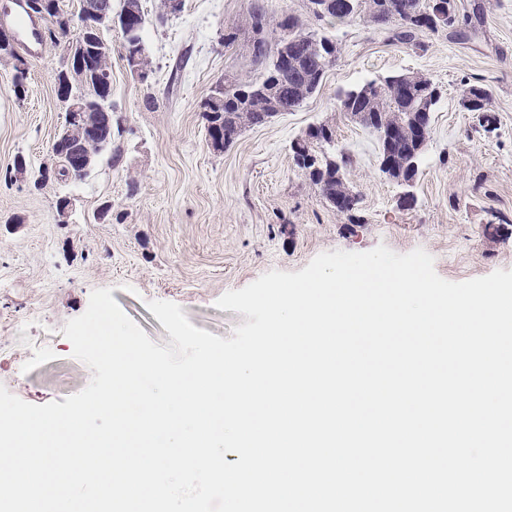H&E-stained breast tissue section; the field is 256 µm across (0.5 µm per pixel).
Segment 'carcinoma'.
Masks as SVG:
<instances>
[{
  "mask_svg": "<svg viewBox=\"0 0 512 512\" xmlns=\"http://www.w3.org/2000/svg\"><path fill=\"white\" fill-rule=\"evenodd\" d=\"M307 0L310 17L330 24H344L363 19L394 32L395 40L412 44L421 33L435 32L441 28L456 29L467 23L460 16L457 0ZM255 24L269 30L274 42L266 43V53L257 55L250 40L239 41L238 30L224 34V48L235 49L250 58L260 68L257 77L238 74L224 75V88L214 91L222 98L220 111H207V134L221 136L220 148L231 145L247 128L260 126L274 112H294L322 86L330 65L336 60L339 47L335 40L323 32L307 28L300 18L285 12L270 17L262 7L252 6L248 12ZM406 79L402 86L394 85L392 77L361 85L340 94V106L345 112H360L364 118L360 125L380 130L396 124L400 114L409 112L413 119L407 128L391 142H380V158L393 161L398 175L412 179L418 174L412 162L420 161L430 137L431 126L422 113H432L438 100L427 93L423 75L400 72ZM72 92L83 96L94 105L110 103V97L101 89L99 79L86 77L75 83ZM462 102L472 104L469 111L477 113L479 127L486 132L495 129L497 116L490 92L479 85H469L463 90ZM320 137L307 143L318 157L317 166L301 162V155L293 153L299 171L318 190L319 195L336 212L347 210L336 206V198L349 183L346 178L352 157L346 152H336L333 129L327 123L314 126Z\"/></svg>",
  "mask_w": 512,
  "mask_h": 512,
  "instance_id": "cac0c4a2",
  "label": "carcinoma"
}]
</instances>
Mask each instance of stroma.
Returning a JSON list of instances; mask_svg holds the SVG:
<instances>
[{
	"instance_id": "obj_1",
	"label": "stroma",
	"mask_w": 512,
	"mask_h": 512,
	"mask_svg": "<svg viewBox=\"0 0 512 512\" xmlns=\"http://www.w3.org/2000/svg\"><path fill=\"white\" fill-rule=\"evenodd\" d=\"M252 0H141L147 80L128 66L120 32L112 47L111 144L80 180L54 175L50 145L64 124L56 76L63 45L23 51L27 92L12 91L0 63V385L21 400L63 401L93 375L72 355L67 321L108 288L158 346L171 337L147 301L178 304L196 328L232 338L244 314L217 299L271 270L298 272L318 254H399L421 248L441 278L462 282L512 270V0H458L459 30L423 33L417 44L363 21L329 28L340 52L301 108L246 129L226 149L210 146L203 103L225 74H254L224 48ZM414 71L441 91L414 183V201L378 170V141L339 109L340 92ZM486 87L497 127L484 132L461 105L464 86ZM326 121L353 158L346 178L360 202L336 213L295 167L291 145ZM29 172L17 177V156ZM69 199L67 216L57 204ZM111 204L102 223L97 211Z\"/></svg>"
}]
</instances>
